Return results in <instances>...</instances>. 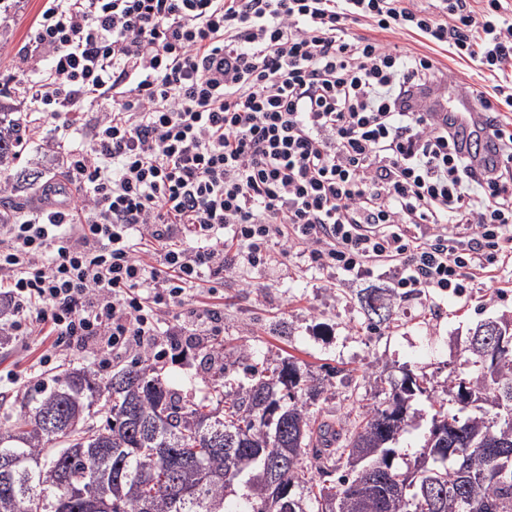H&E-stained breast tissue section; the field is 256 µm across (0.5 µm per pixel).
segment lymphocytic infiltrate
I'll list each match as a JSON object with an SVG mask.
<instances>
[{"label":"lymphocytic infiltrate","instance_id":"1","mask_svg":"<svg viewBox=\"0 0 512 512\" xmlns=\"http://www.w3.org/2000/svg\"><path fill=\"white\" fill-rule=\"evenodd\" d=\"M419 38L401 49L392 36ZM439 48L472 64L464 84ZM49 61L41 69V61ZM26 99L71 152L82 194L0 220V335L149 351L239 247L271 244L397 295L464 296L512 266V0H46ZM480 102L496 161L438 117ZM429 54L436 62L438 68L448 67V69L458 75L460 80L468 83H478V77L475 72L468 67L467 63L457 59L453 60L449 53H447L446 57V52L438 48L437 51H430Z\"/></svg>","mask_w":512,"mask_h":512}]
</instances>
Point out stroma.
I'll return each instance as SVG.
<instances>
[{"label": "stroma", "instance_id": "1", "mask_svg": "<svg viewBox=\"0 0 512 512\" xmlns=\"http://www.w3.org/2000/svg\"><path fill=\"white\" fill-rule=\"evenodd\" d=\"M43 5L44 0H8L6 10L0 11V45L6 47L0 53V100L25 113L31 127L15 166L29 174L31 184L12 193L8 211L13 215L38 204L36 185L65 171V152L86 144L100 110L99 104H84L79 130L62 144L53 136L50 119L29 111L23 91L29 77L24 48ZM355 288L334 271L307 266L300 255L283 253L277 245L264 264L247 267L243 275L205 276L184 304L161 308V327L176 330L189 311L211 307L223 309L224 323L201 342L179 337L178 347L157 359L162 379L190 407L211 398L218 371H225L232 384H248L253 372L292 357L324 378L327 389L314 411L320 419L334 420L353 405L385 402L391 382L408 371L446 385L451 371L467 370L469 328L481 319L512 315V274L507 272L495 287L485 280L473 282L460 299L399 302L390 328L367 326L350 299ZM219 346L230 355L224 368L210 360ZM143 359V354L127 352L109 361L103 350L92 346L61 351L54 348L52 337L37 330L26 342H1L0 425L10 424L26 392L66 370L86 367L107 378ZM409 407L418 425L398 440L399 465L421 451L430 427L425 398L411 400Z\"/></svg>", "mask_w": 512, "mask_h": 512}]
</instances>
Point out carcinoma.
Masks as SVG:
<instances>
[{"label":"carcinoma","instance_id":"carcinoma-1","mask_svg":"<svg viewBox=\"0 0 512 512\" xmlns=\"http://www.w3.org/2000/svg\"><path fill=\"white\" fill-rule=\"evenodd\" d=\"M27 131L0 102V168L15 166ZM356 299L371 327L393 323L392 289L362 288ZM468 351L475 375H448L462 403L454 414L424 376L393 385L432 409L422 452L404 468L394 445L414 416L366 404L350 422L320 421L308 401L324 381L294 360L227 394L215 384L219 412L181 406L146 359L107 381L72 369L28 394L0 428V459L13 462L0 470V512H512V343L494 347L487 365ZM103 389L112 406L96 420ZM166 410L178 425L163 422ZM45 414L60 425L42 427ZM309 459L316 479L305 477ZM239 483L248 493L232 509Z\"/></svg>","mask_w":512,"mask_h":512}]
</instances>
